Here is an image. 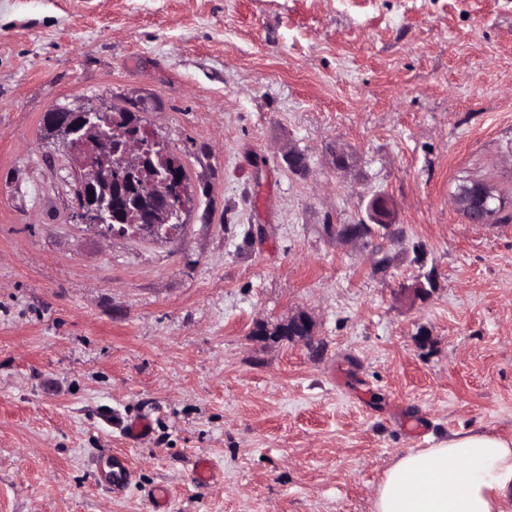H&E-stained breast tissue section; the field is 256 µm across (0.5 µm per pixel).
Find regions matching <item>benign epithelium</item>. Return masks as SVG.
Wrapping results in <instances>:
<instances>
[{"instance_id":"1","label":"benign epithelium","mask_w":512,"mask_h":512,"mask_svg":"<svg viewBox=\"0 0 512 512\" xmlns=\"http://www.w3.org/2000/svg\"><path fill=\"white\" fill-rule=\"evenodd\" d=\"M46 131L60 137L76 172L77 206L74 223L101 237L135 234L167 239L177 234L191 203L190 180L181 159L159 136L142 139L138 114L112 118L102 105L58 107L45 113ZM494 197L492 188L465 178L452 199L462 212H476V224H488L492 214L483 206ZM372 223L388 230L389 202L383 196L370 203ZM313 322L301 311L277 327V335L292 342L311 339Z\"/></svg>"}]
</instances>
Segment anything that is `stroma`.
<instances>
[{"label": "stroma", "mask_w": 512, "mask_h": 512, "mask_svg": "<svg viewBox=\"0 0 512 512\" xmlns=\"http://www.w3.org/2000/svg\"><path fill=\"white\" fill-rule=\"evenodd\" d=\"M87 103L184 160L182 235L72 223L41 119ZM377 195L392 230L337 235ZM469 427L512 437V0H0V512H372ZM492 197H495V194L488 184L477 179L465 178L457 186L452 199L455 207L462 212H480L473 223L488 224L494 214L485 211L483 206ZM298 325H302L307 330L305 336H299L295 333V328ZM313 329V322L308 313L301 311L291 316H288V319L280 323V325L276 328L277 335L285 337L289 342L300 340V341H309L311 339ZM288 335V336H284Z\"/></svg>", "instance_id": "stroma-1"}]
</instances>
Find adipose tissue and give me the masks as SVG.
<instances>
[{
	"mask_svg": "<svg viewBox=\"0 0 512 512\" xmlns=\"http://www.w3.org/2000/svg\"><path fill=\"white\" fill-rule=\"evenodd\" d=\"M373 512H512V437L462 429L398 456Z\"/></svg>",
	"mask_w": 512,
	"mask_h": 512,
	"instance_id": "1",
	"label": "adipose tissue"
}]
</instances>
